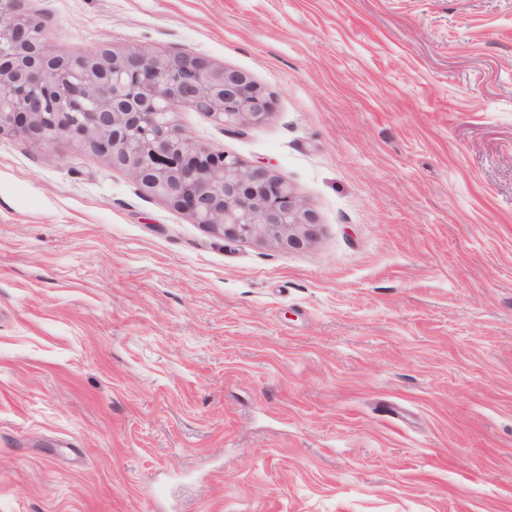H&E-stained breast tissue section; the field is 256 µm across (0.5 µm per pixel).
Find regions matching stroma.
Listing matches in <instances>:
<instances>
[{
	"instance_id": "stroma-1",
	"label": "stroma",
	"mask_w": 512,
	"mask_h": 512,
	"mask_svg": "<svg viewBox=\"0 0 512 512\" xmlns=\"http://www.w3.org/2000/svg\"><path fill=\"white\" fill-rule=\"evenodd\" d=\"M48 46L203 56L192 142L320 230L231 242L0 135V512H512V0H27Z\"/></svg>"
}]
</instances>
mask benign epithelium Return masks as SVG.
I'll return each mask as SVG.
<instances>
[{
    "label": "benign epithelium",
    "instance_id": "benign-epithelium-1",
    "mask_svg": "<svg viewBox=\"0 0 512 512\" xmlns=\"http://www.w3.org/2000/svg\"><path fill=\"white\" fill-rule=\"evenodd\" d=\"M25 2L0 0V134L89 147L226 240L299 248L316 237L314 214L286 181L196 146L172 120L188 108L226 130L263 123L270 104L248 73L145 49L51 52Z\"/></svg>",
    "mask_w": 512,
    "mask_h": 512
}]
</instances>
